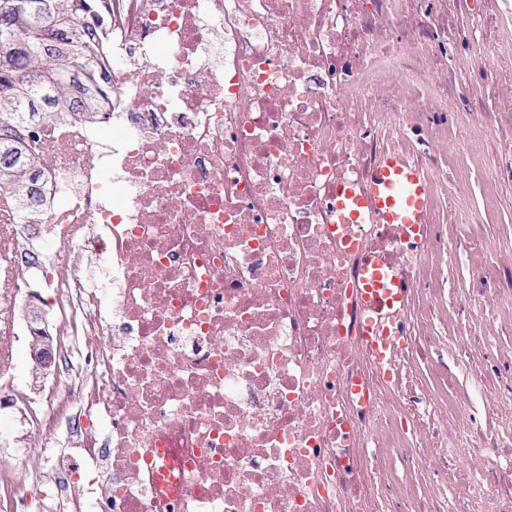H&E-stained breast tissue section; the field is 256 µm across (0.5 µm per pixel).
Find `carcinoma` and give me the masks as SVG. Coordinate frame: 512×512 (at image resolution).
Returning a JSON list of instances; mask_svg holds the SVG:
<instances>
[{
  "label": "carcinoma",
  "mask_w": 512,
  "mask_h": 512,
  "mask_svg": "<svg viewBox=\"0 0 512 512\" xmlns=\"http://www.w3.org/2000/svg\"><path fill=\"white\" fill-rule=\"evenodd\" d=\"M109 0H0V216L40 223L47 184L25 130L106 111Z\"/></svg>",
  "instance_id": "carcinoma-1"
}]
</instances>
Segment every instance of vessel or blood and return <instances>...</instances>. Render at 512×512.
<instances>
[{"label": "vessel or blood", "instance_id": "1", "mask_svg": "<svg viewBox=\"0 0 512 512\" xmlns=\"http://www.w3.org/2000/svg\"><path fill=\"white\" fill-rule=\"evenodd\" d=\"M427 178L413 162L395 153L382 157L363 192L344 187L336 194V206L346 223L399 225L405 241L420 243L429 211ZM359 293L371 311L364 327L366 340L378 364H386L394 329L380 322L375 313L400 311L405 291L392 263L380 255L369 256L361 278Z\"/></svg>", "mask_w": 512, "mask_h": 512}]
</instances>
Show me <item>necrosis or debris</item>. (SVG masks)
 Returning a JSON list of instances; mask_svg holds the SVG:
<instances>
[{
  "label": "necrosis or debris",
  "instance_id": "1",
  "mask_svg": "<svg viewBox=\"0 0 512 512\" xmlns=\"http://www.w3.org/2000/svg\"><path fill=\"white\" fill-rule=\"evenodd\" d=\"M460 3L112 0L111 113L34 132L78 365L41 407L39 465L0 457V512H512V255L462 296L442 267L485 224L458 210L469 167L512 186V0ZM389 152L428 178L426 233L408 251L351 224L344 245L336 191ZM19 228L0 224V376ZM375 253L408 292L383 368L358 294Z\"/></svg>",
  "mask_w": 512,
  "mask_h": 512
}]
</instances>
